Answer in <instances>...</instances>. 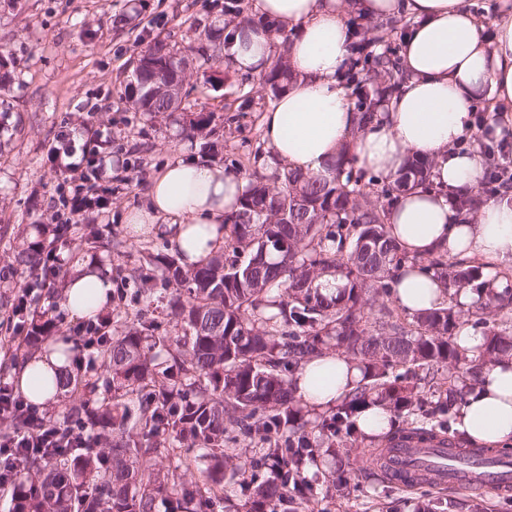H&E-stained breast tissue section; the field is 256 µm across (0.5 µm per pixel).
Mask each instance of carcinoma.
<instances>
[{
    "mask_svg": "<svg viewBox=\"0 0 512 512\" xmlns=\"http://www.w3.org/2000/svg\"><path fill=\"white\" fill-rule=\"evenodd\" d=\"M222 18L197 32L198 46L181 50L157 39L138 59L137 74L124 87L133 108L146 116L187 112L183 132L206 130L212 112L183 96L174 103L156 92L157 72H174L188 58L199 65L224 62L232 72L229 26L262 27L279 41L278 50L256 80L235 85L232 112H262L294 81L286 45L294 29L251 13L247 0H224ZM404 18L352 23V43L343 72L360 122H371L377 103L398 93L406 75L400 50ZM486 192H497L502 163L484 150ZM433 164L411 158L393 181H381L354 166L343 148L327 174L310 176L285 166L272 178L247 177L237 209L226 216L232 250L194 267L161 253L143 251L138 267L120 277L118 293L130 280L146 283L160 273L161 290L176 285L162 314L153 310L154 292L134 294L133 309L120 306L99 314L110 327L96 346L95 367L67 372L63 387L77 396L57 422L81 428L96 440L91 448H16L18 470L9 475L13 512H156L166 499L170 512H221L224 474L242 475L245 464L225 444L227 425L249 438L260 436L255 452L278 470V479L254 486L250 512H277L285 501L311 506L308 471L318 443L340 458L358 449L359 410L379 403L402 423L379 437L382 447L355 469L368 478L384 470L399 448L446 444L473 458L511 460L512 446L479 445L452 427L455 412L486 368L512 360V277L503 273L504 290L485 287L473 260L437 251L413 261L443 285L445 305L399 316L389 306L394 276L405 260L389 236L386 216L396 194L410 186L432 187ZM75 233L94 248L102 243L95 224L58 227L56 242ZM29 274L51 273L36 246L17 253ZM342 286L326 295L321 279ZM475 294L476 311L464 310L461 290ZM33 336L16 349L15 359L33 356L62 335L49 309H33ZM468 324L480 332L477 350L455 342ZM337 351L361 370L336 412L311 420L295 395L293 376L303 362ZM44 413L0 418V427L33 433ZM288 424L279 446L269 434ZM179 451V464L162 471L158 459ZM206 465L199 466V461Z\"/></svg>",
    "mask_w": 512,
    "mask_h": 512,
    "instance_id": "obj_1",
    "label": "carcinoma"
}]
</instances>
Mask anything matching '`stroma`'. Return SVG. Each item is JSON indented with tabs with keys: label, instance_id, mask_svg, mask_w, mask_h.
<instances>
[{
	"label": "stroma",
	"instance_id": "stroma-1",
	"mask_svg": "<svg viewBox=\"0 0 512 512\" xmlns=\"http://www.w3.org/2000/svg\"><path fill=\"white\" fill-rule=\"evenodd\" d=\"M136 8L133 26L113 28L116 14ZM219 14L215 0H0V50L10 54L8 90L0 91V320L6 319L31 278L15 256L35 240L47 237L59 207L58 181L47 150L62 126L87 134L82 124L112 127V195L103 213L77 216L96 224L115 248H91L80 238L59 245L62 273L79 258L108 268L138 264L142 246L167 252L163 239L150 235L130 240L124 229L127 209L142 203L152 176L170 159L200 155L227 166L268 176L272 170L253 154L262 142L260 115L241 112L233 134L204 139L182 133L183 115L151 118L136 112L122 92L132 63L155 38L183 47L196 25ZM222 68L197 66L189 78L192 98L224 123V98L231 92ZM336 459L320 454L309 477L315 512H414L432 501L437 512H512V499L489 490L400 487L383 475L351 480L347 488L332 482Z\"/></svg>",
	"mask_w": 512,
	"mask_h": 512
}]
</instances>
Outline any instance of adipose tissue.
Masks as SVG:
<instances>
[{"label": "adipose tissue", "instance_id": "1", "mask_svg": "<svg viewBox=\"0 0 512 512\" xmlns=\"http://www.w3.org/2000/svg\"><path fill=\"white\" fill-rule=\"evenodd\" d=\"M253 8L295 28L287 54L298 79L262 115L267 164L317 176L347 144L357 168L391 181L407 158L432 160L433 188H409L391 203V237L410 257L444 250L477 259L495 288H502L495 273L512 263V190L483 200L466 221L456 195L477 191L484 174L483 157L458 148L473 129L474 105L489 99L512 112V0H502L488 35L467 0H254ZM347 11L374 20L401 14L410 21L401 49L408 78L362 130L338 79L350 53ZM230 48L238 74L252 75L274 54L276 42L263 30L240 29ZM245 187L236 171L194 155L168 162L153 177L144 204L126 212V232L134 240L155 233L184 266L199 264L223 249L224 218ZM112 288L109 272L76 263L63 306L72 317H94L111 300ZM393 299L414 314L437 307L444 296L431 273L407 264L396 275ZM69 363L44 347L18 368L22 394L41 409L55 405L58 390L35 392L32 377L62 378ZM359 375L351 359L327 352L304 363L295 376L296 393L304 406L325 410L345 397ZM455 424L472 441L512 445L511 365L483 371Z\"/></svg>", "mask_w": 512, "mask_h": 512}]
</instances>
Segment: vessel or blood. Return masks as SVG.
I'll return each mask as SVG.
<instances>
[{
	"label": "vessel or blood",
	"instance_id": "1",
	"mask_svg": "<svg viewBox=\"0 0 512 512\" xmlns=\"http://www.w3.org/2000/svg\"><path fill=\"white\" fill-rule=\"evenodd\" d=\"M423 461L429 463L428 483L435 487H479L495 492L512 489V466L491 464L485 466L482 474L448 466L447 451L443 448H404L395 451L388 464L387 473L401 486H411L414 465Z\"/></svg>",
	"mask_w": 512,
	"mask_h": 512
}]
</instances>
